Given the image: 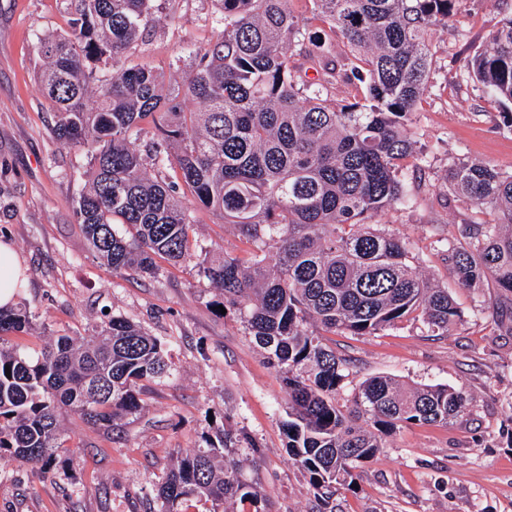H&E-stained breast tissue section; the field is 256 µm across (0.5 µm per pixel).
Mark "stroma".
<instances>
[{
    "label": "stroma",
    "mask_w": 512,
    "mask_h": 512,
    "mask_svg": "<svg viewBox=\"0 0 512 512\" xmlns=\"http://www.w3.org/2000/svg\"><path fill=\"white\" fill-rule=\"evenodd\" d=\"M512 0H468L465 11L431 31L436 65L418 106L423 170L405 169L412 205L375 217L377 229L408 237L426 271L459 307L462 320L445 336L404 320L374 336L329 334L349 360L338 393L349 403L369 377L408 386L445 384L467 395L468 411L448 425L411 424L387 436L377 456L340 490L336 512H512V329L496 328L484 309L497 289L459 287L441 259L444 239L457 237L472 212L444 180L458 159L512 173V104L499 102L466 71L487 47ZM155 22L127 63L153 69L176 85L192 64L187 46L215 41L223 28L215 0H153ZM70 32L65 0H0V241L19 254L26 282L17 300L35 327L15 343L39 348L67 334L88 340L103 312L126 318L164 345L168 377L147 383L142 413L121 426L61 420L66 452L56 477L30 463L0 470V512H156V490L180 457L203 447L219 424L255 439L243 448L245 477L257 482L272 512H313L307 480L284 447L287 405L280 372L270 367L234 313L214 307L216 290L193 264L157 260L154 274H119L95 258L73 204L88 169L84 151L51 133L53 104L44 95L35 46ZM193 243L246 256L250 244L233 225L190 205Z\"/></svg>",
    "instance_id": "35a3bbf8"
}]
</instances>
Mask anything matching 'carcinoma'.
<instances>
[{
  "instance_id": "obj_1",
  "label": "carcinoma",
  "mask_w": 512,
  "mask_h": 512,
  "mask_svg": "<svg viewBox=\"0 0 512 512\" xmlns=\"http://www.w3.org/2000/svg\"><path fill=\"white\" fill-rule=\"evenodd\" d=\"M70 2L72 35L40 38L36 53L55 105L51 133L88 158L76 223L114 272L147 273L157 256L196 260L219 292L215 305L234 311L285 374V448L318 512H336L338 487L376 457L384 436L409 424L446 426L467 409L446 385L406 388L386 376L366 379L350 405L337 403L348 361L317 333L376 335L414 315L446 336L459 321L448 288L420 265L412 243L370 220L413 202L400 175L408 162L420 169L425 161L413 115L435 65L429 33L448 26L466 0H310L346 51L331 37L307 35L291 0H220L223 30L189 47L193 64L173 89L160 74L125 65L154 23L152 0ZM298 46L312 78L294 64ZM102 66L111 80L97 79ZM467 69L512 104V14ZM342 75L365 91L337 107L324 94ZM180 96L198 108L180 109ZM147 120L153 164L177 168L191 197L252 244L248 258L193 248L177 184L151 177L135 148ZM445 182L474 212L461 238L445 242L444 261L461 287L490 281L511 302L512 175L461 159ZM32 327L24 306H0V461L32 463L53 477L63 412L115 426L144 409L142 383L170 365L160 341L121 317L87 342L56 336L32 351L11 343ZM204 442L170 469L158 512H187L191 502L210 504L205 512H235L237 503L267 512L236 458V449L257 444L224 426Z\"/></svg>"
}]
</instances>
